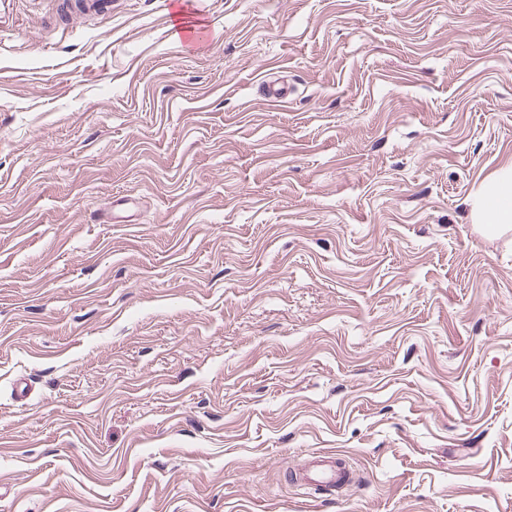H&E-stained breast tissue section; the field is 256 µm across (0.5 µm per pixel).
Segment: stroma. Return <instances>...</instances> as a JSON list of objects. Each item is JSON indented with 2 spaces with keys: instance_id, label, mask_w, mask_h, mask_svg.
Listing matches in <instances>:
<instances>
[{
  "instance_id": "obj_1",
  "label": "stroma",
  "mask_w": 512,
  "mask_h": 512,
  "mask_svg": "<svg viewBox=\"0 0 512 512\" xmlns=\"http://www.w3.org/2000/svg\"><path fill=\"white\" fill-rule=\"evenodd\" d=\"M190 12L0 0V512H512V0ZM476 224L500 228L512 224V166L502 168L473 202ZM512 227V225H511ZM300 482L313 488L332 489L336 485L346 484L351 480L349 473L340 469L329 467L321 454L313 456L301 471Z\"/></svg>"
}]
</instances>
